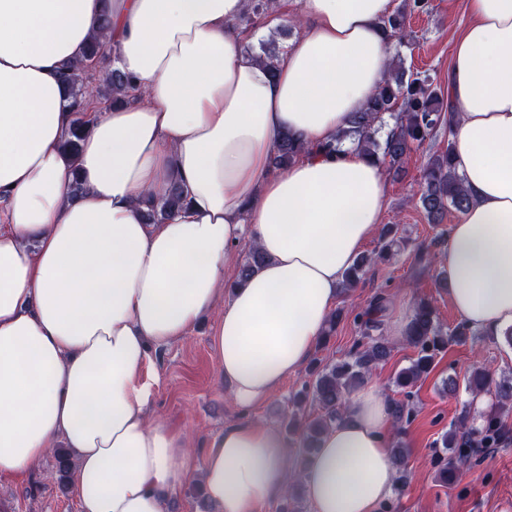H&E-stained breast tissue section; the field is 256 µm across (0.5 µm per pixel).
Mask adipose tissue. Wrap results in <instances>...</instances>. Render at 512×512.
Instances as JSON below:
<instances>
[{
    "instance_id": "1",
    "label": "adipose tissue",
    "mask_w": 512,
    "mask_h": 512,
    "mask_svg": "<svg viewBox=\"0 0 512 512\" xmlns=\"http://www.w3.org/2000/svg\"><path fill=\"white\" fill-rule=\"evenodd\" d=\"M246 7L0 0V477L64 444L79 512H168L195 477L210 512H259L282 496L277 429L226 425L198 465L185 434L149 418L151 352L221 309L220 374L240 410L264 403L308 361L388 204L382 165L320 147L387 77L379 21L392 0H307L271 69L233 26ZM468 8L448 92L472 203L440 271L459 318L497 336L512 327V0ZM94 38L138 98L93 113L72 156L59 72ZM287 133L313 151L280 171L271 159ZM175 184L185 206L146 223V198ZM246 240L267 261L237 286ZM391 427L378 385L350 396L302 473L311 512H380L394 489Z\"/></svg>"
}]
</instances>
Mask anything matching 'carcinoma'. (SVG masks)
Here are the masks:
<instances>
[{
    "label": "carcinoma",
    "instance_id": "1",
    "mask_svg": "<svg viewBox=\"0 0 512 512\" xmlns=\"http://www.w3.org/2000/svg\"><path fill=\"white\" fill-rule=\"evenodd\" d=\"M428 8L429 0H405L402 10L382 20V28L389 38L407 47L411 41L406 27L407 15L422 13ZM85 57L86 62L68 66L61 72V80L69 87L71 107L77 115L62 143L63 149L71 155L78 153L88 131L90 105L101 100L114 103L134 96L130 78L116 65L107 69L102 77L95 78L92 66L101 64L104 59L98 42L93 41L88 45ZM396 60L397 71L389 73L364 110L353 115L350 126L337 132L335 142L322 146L324 151H337L348 141L364 154L375 158L383 167L399 173L412 145L425 141L446 123L448 100L433 87L430 75L421 71L408 73L403 68V59L398 56ZM386 114L394 120V125L380 141L377 134ZM305 150L307 147L302 142L287 136L279 144L273 163L278 168H286ZM184 202L181 187L174 184L165 197L148 199L144 218L149 223H156L162 216L181 208ZM418 202L432 224L442 223L450 210L460 214L467 211L470 197L453 163L452 148H446L429 160ZM264 261V254L256 246L246 247L245 259L235 282L247 280ZM371 262L372 259L367 256L359 257L354 267L344 275V284L349 287L356 285ZM384 310L383 297H373L365 310L356 316L364 340L358 342L344 359L316 368L309 391L299 393L294 398V405L298 407L310 396L319 408V414L305 424L301 455L307 457L313 454L321 436L343 416L347 394L363 384L369 371L390 355L391 342L378 335L382 331ZM469 335L470 329L465 324L443 330L431 303L420 301L405 331L407 342L417 350V358L397 374L395 387L399 392L409 394L408 388L433 370L438 352L452 341H466ZM492 384L495 385L498 407L503 411L511 409L512 378L494 383L489 370L476 368L466 379V388L473 393L486 391ZM466 419V415H461L460 423L451 425L440 437L446 456L439 457L443 466L438 478L444 484L450 483L456 477L458 468L470 458L471 436H479V443L485 448H494L499 444L500 434L495 419H487L479 428L466 427ZM389 453L398 469L397 482L402 485L406 480L404 464L408 449L401 439L395 438L390 443ZM54 459L56 472L61 475L73 470V461L67 449H55Z\"/></svg>",
    "mask_w": 512,
    "mask_h": 512
}]
</instances>
